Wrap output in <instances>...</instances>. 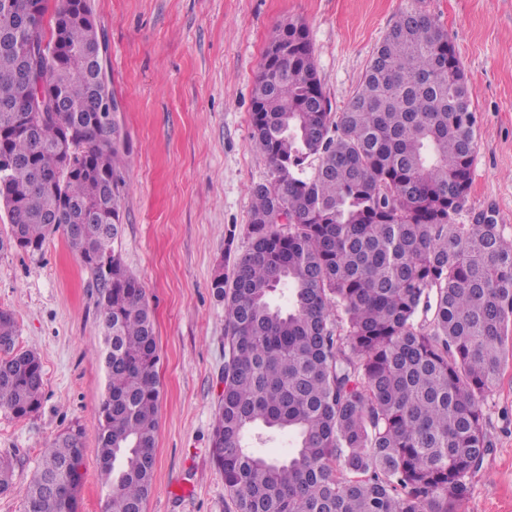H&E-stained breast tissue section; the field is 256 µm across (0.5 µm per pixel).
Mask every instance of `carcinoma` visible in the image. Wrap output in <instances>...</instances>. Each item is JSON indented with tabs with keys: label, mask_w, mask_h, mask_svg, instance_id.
I'll return each mask as SVG.
<instances>
[{
	"label": "carcinoma",
	"mask_w": 512,
	"mask_h": 512,
	"mask_svg": "<svg viewBox=\"0 0 512 512\" xmlns=\"http://www.w3.org/2000/svg\"><path fill=\"white\" fill-rule=\"evenodd\" d=\"M87 0H0V205L29 253L60 232L97 282L99 463L106 512H145L156 466V336L123 265L122 152L113 101L80 50ZM48 55L38 71L23 56ZM41 93L57 110L30 112ZM248 249L211 288L224 300V388L211 455L235 512H462L495 447L485 402L512 360V237L460 224L476 149L468 81L442 25L409 7L360 88L332 111L306 26H277L253 89ZM0 310V409L39 411L40 357ZM280 434L286 456L256 443ZM81 432L41 454L23 512H78ZM13 466L0 456V492Z\"/></svg>",
	"instance_id": "cac0c4a2"
}]
</instances>
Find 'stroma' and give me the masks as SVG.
I'll return each mask as SVG.
<instances>
[{
	"mask_svg": "<svg viewBox=\"0 0 512 512\" xmlns=\"http://www.w3.org/2000/svg\"><path fill=\"white\" fill-rule=\"evenodd\" d=\"M103 66L120 106L124 171L119 249L153 312L161 381L157 465L147 512H228L211 434L224 370V303L210 282L249 246L250 189L269 175L251 138L252 90L273 30L302 21L333 111L358 89L405 8L453 38L471 89L477 151L459 223L485 212L512 236V0H88ZM0 207V309L18 346L44 369L41 409L0 411V455L13 489L0 512H23L22 491L43 449L70 429L85 448L79 512H104L98 458L106 377L98 288L62 235L39 254L10 244ZM496 446L473 478L465 512H512V361L485 405Z\"/></svg>",
	"mask_w": 512,
	"mask_h": 512,
	"instance_id": "obj_1",
	"label": "stroma"
}]
</instances>
